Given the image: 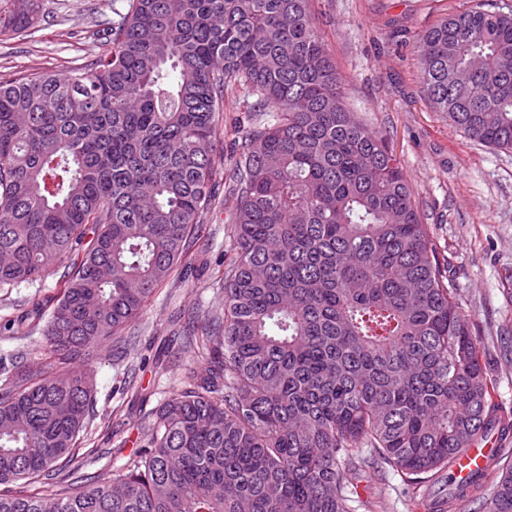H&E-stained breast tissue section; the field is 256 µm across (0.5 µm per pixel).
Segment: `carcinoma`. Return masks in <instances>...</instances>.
I'll list each match as a JSON object with an SVG mask.
<instances>
[{"label": "carcinoma", "mask_w": 512, "mask_h": 512, "mask_svg": "<svg viewBox=\"0 0 512 512\" xmlns=\"http://www.w3.org/2000/svg\"><path fill=\"white\" fill-rule=\"evenodd\" d=\"M45 0H0V40ZM112 51L0 81V288L73 270L14 319L69 360L136 322L214 190L224 90L241 130L224 308L194 315L176 394L112 481L83 473L85 372L0 363V512H352L378 461L413 488L499 426L480 343L386 140L350 112L309 0H130ZM421 83L464 135L512 149V3L424 31ZM512 512V464L463 497Z\"/></svg>", "instance_id": "carcinoma-1"}]
</instances>
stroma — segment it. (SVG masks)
<instances>
[{"instance_id": "35a3bbf8", "label": "stroma", "mask_w": 512, "mask_h": 512, "mask_svg": "<svg viewBox=\"0 0 512 512\" xmlns=\"http://www.w3.org/2000/svg\"><path fill=\"white\" fill-rule=\"evenodd\" d=\"M130 0H47L36 32L0 41V81L63 73L110 53L108 31ZM469 0H310V13L340 75L347 107L386 138L400 159L425 224L484 359L492 372L498 415L512 419V150L488 147L460 133L436 111L420 84L417 42ZM255 96L224 93L214 146V198L192 245L191 269L160 285L134 330L124 332L126 354L104 342L88 369L96 385L93 417L80 445L96 449L87 472L111 475L145 439V418L178 390L186 364L197 355L176 324L179 316L224 301V254L230 248L227 216L234 206L226 180L239 155V129L258 123ZM68 273L56 266L39 288H0V356L18 342L5 330L34 293L54 294ZM432 481L419 489L380 463L362 470L352 489L355 512H423L422 499L445 496Z\"/></svg>"}]
</instances>
